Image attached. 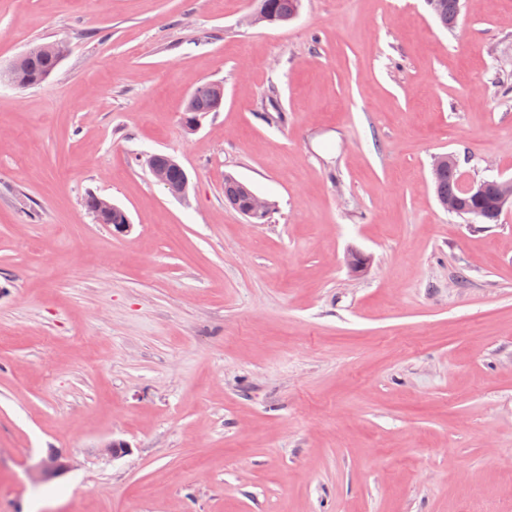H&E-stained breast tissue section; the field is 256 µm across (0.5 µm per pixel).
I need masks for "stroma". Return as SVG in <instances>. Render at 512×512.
Returning a JSON list of instances; mask_svg holds the SVG:
<instances>
[{"label": "stroma", "mask_w": 512, "mask_h": 512, "mask_svg": "<svg viewBox=\"0 0 512 512\" xmlns=\"http://www.w3.org/2000/svg\"><path fill=\"white\" fill-rule=\"evenodd\" d=\"M255 4L0 0V69L69 45L0 83V512H512V205L483 224L430 179L512 180V0L448 30L426 0ZM301 2V0H259L257 7L259 14H252L251 22L259 24L263 17V23L269 25L288 23L299 14ZM51 43L38 44L27 51V54L15 59L20 61V65L12 68L11 64L7 69L13 85L18 88H27L41 85L49 80L61 63L57 57L63 60L69 52L66 41L56 42L52 49ZM223 98L224 91L219 85L209 82L197 85L189 94L184 109V112H192L196 117L189 119L186 126L194 129L199 124V115L219 111ZM174 158L165 154H154L150 158L149 170L157 183L169 188L168 180L173 188H179L187 178V172L181 165H171L168 169L167 180V167L174 164ZM253 193H255L254 190L248 184L236 179L231 175L224 177L225 202L233 209L238 211L241 215L243 214L242 216L247 220L248 223L249 221L246 217L256 222V224H265L268 222L270 211L265 218H253L245 212L247 209V203L250 198L251 201L249 204V210L250 214L254 217H261L265 215L269 207V202L267 200ZM98 198H99V196H97L95 194H89L84 199V206H85L86 210L93 216V218L95 220H96V216H97L96 211H97ZM99 206H100V211L102 214H107L112 211V214L105 217L104 221L106 222L105 224H115V225H113V233L114 234H117V235L124 234L129 231L131 225L129 224V220L126 219L127 214L121 207L116 205L115 209L112 210V208L114 207V204L112 203V201L110 199L105 198V197L99 198ZM125 219H126V224H124ZM71 467V456L59 452H53L49 455L46 462H43L39 467L32 469L30 472L33 478L43 475H59L65 473Z\"/></svg>", "instance_id": "35a3bbf8"}]
</instances>
